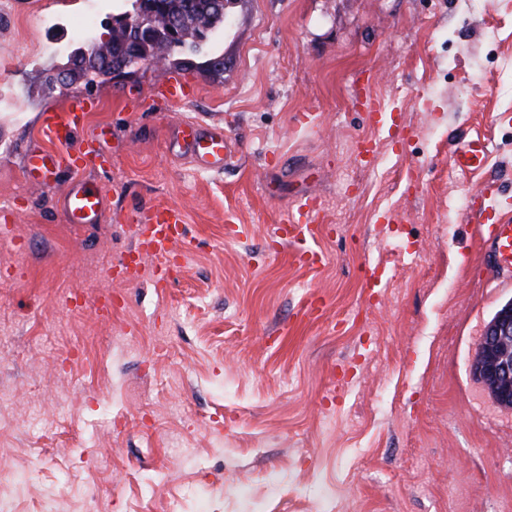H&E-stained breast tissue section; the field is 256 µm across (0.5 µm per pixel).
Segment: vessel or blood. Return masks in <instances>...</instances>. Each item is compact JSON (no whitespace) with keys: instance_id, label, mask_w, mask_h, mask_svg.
Listing matches in <instances>:
<instances>
[{"instance_id":"vessel-or-blood-1","label":"vessel or blood","mask_w":512,"mask_h":512,"mask_svg":"<svg viewBox=\"0 0 512 512\" xmlns=\"http://www.w3.org/2000/svg\"><path fill=\"white\" fill-rule=\"evenodd\" d=\"M198 88L180 73L170 72L156 87L155 94L172 104H181L196 97ZM94 106L88 99L76 96L60 107L43 114L42 128L55 143L54 149H32L23 156V172L33 186L48 188L55 185L61 172H78L94 164L95 150L77 144L76 136L82 130ZM181 147L195 165L207 172H217L232 157V139L222 125L202 128L193 123L180 130ZM488 144L481 136L468 139L454 155L453 166L461 174H470L483 168ZM104 204L102 190L78 181L70 183L61 198V211L66 223H96ZM317 212L310 200L298 203L283 224L277 225V238L297 244V259L309 265L323 262L321 252L308 246V239L316 231ZM136 246L130 255L135 262L151 256L157 261L154 278L157 285H166L170 273L179 267L188 250L186 224L179 208H155L142 215L134 226ZM491 247L495 263L503 269H512V224L494 225Z\"/></svg>"}]
</instances>
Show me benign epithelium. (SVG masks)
Instances as JSON below:
<instances>
[{"label":"benign epithelium","instance_id":"benign-epithelium-1","mask_svg":"<svg viewBox=\"0 0 512 512\" xmlns=\"http://www.w3.org/2000/svg\"><path fill=\"white\" fill-rule=\"evenodd\" d=\"M152 16L164 19L169 32L180 30L179 20L166 13L162 0H147L138 17L123 20V27L151 40L155 38V27L146 25V19ZM481 343L485 356L473 366L474 377L497 389L502 399L509 402L512 400V300L488 323Z\"/></svg>","mask_w":512,"mask_h":512}]
</instances>
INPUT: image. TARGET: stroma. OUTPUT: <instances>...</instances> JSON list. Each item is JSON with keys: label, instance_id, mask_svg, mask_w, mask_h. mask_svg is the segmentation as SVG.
<instances>
[{"label": "stroma", "instance_id": "35a3bbf8", "mask_svg": "<svg viewBox=\"0 0 512 512\" xmlns=\"http://www.w3.org/2000/svg\"><path fill=\"white\" fill-rule=\"evenodd\" d=\"M84 7L0 0V467L28 477L14 512H512V411L470 370L512 300L488 240L512 222V0H236L220 35L166 64L49 86L85 44ZM170 70L196 99L155 98ZM73 96L98 101L86 130L112 157L80 175L104 191L94 224L63 219L70 174L41 190L22 170L49 144L43 112ZM187 122L236 139L224 170L179 151ZM476 133L488 162L459 174ZM303 193L320 206L315 268L270 241ZM159 206L185 215L186 262L164 288L151 257L111 281Z\"/></svg>", "mask_w": 512, "mask_h": 512}]
</instances>
